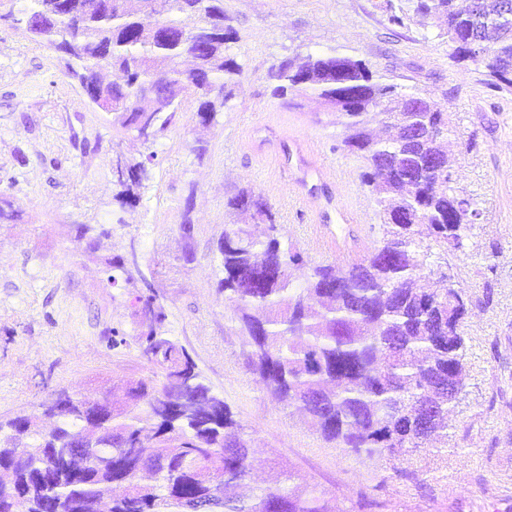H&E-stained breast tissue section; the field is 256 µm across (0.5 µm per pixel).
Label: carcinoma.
Masks as SVG:
<instances>
[{
	"instance_id": "obj_1",
	"label": "carcinoma",
	"mask_w": 512,
	"mask_h": 512,
	"mask_svg": "<svg viewBox=\"0 0 512 512\" xmlns=\"http://www.w3.org/2000/svg\"><path fill=\"white\" fill-rule=\"evenodd\" d=\"M0 0L23 10L32 40L61 54L64 73L93 91V105L112 123L152 143L181 101H197L209 126L224 111L243 72L239 41L224 0ZM388 20L402 26L443 18L441 35L457 62L480 61L491 85L512 89V13L501 0L462 9L457 0H386ZM479 31L485 43H465ZM365 97L350 101L336 86V54L287 57L268 74L277 96L314 94L336 117L342 145L364 161L361 184L375 195L383 222L377 247L339 266L310 264L262 197L241 189L227 201L265 225H224L218 241L219 291L246 338L253 372L293 414L315 420L322 438L356 458L398 459L448 439L445 417L462 389L466 343L462 320L469 296L458 284L438 290L425 281L448 265L480 213L448 210L459 197L443 147L448 113L422 91L375 78L369 65L342 57ZM122 74L105 83L100 72ZM374 114L396 134H373ZM115 200L134 206L149 180L144 161L112 154ZM92 244L110 231L77 225ZM102 264L132 287L147 283L136 255ZM307 268L306 281L293 279ZM143 357L156 368L95 396L57 394L39 413L0 420V512H333L324 494L288 472V484L236 489L262 464L224 397L204 384L190 354L166 329L153 296L132 301ZM43 417L55 428H40Z\"/></svg>"
}]
</instances>
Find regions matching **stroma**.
I'll list each match as a JSON object with an SVG mask.
<instances>
[{
  "mask_svg": "<svg viewBox=\"0 0 512 512\" xmlns=\"http://www.w3.org/2000/svg\"><path fill=\"white\" fill-rule=\"evenodd\" d=\"M224 8L243 67L229 108L204 127L193 118L196 102L185 101L147 145L89 105L56 52L0 23V193L15 213L0 226V418L32 412L61 391L96 393L150 375L133 289L111 281L99 262L134 253L156 270L149 293L164 306L171 336L266 460L257 482L274 481L275 462L316 486L336 512H512V90L491 87L479 63L454 62L438 24H390L384 0H224ZM330 51L427 92L447 112L455 183L480 212L464 250L448 254L452 279L471 300L448 445L406 462L348 457L277 404L249 370L217 288L225 203L239 189L268 202L285 240L309 262L352 261L313 246L317 203L332 200L323 222L340 240L381 222L360 182L363 163L344 149L322 102L271 93L268 73L283 58ZM116 147L150 158L139 204L124 209L114 199ZM343 200L354 222L341 220ZM80 224H106L112 234L92 249L77 238ZM404 468L415 479L402 477Z\"/></svg>",
  "mask_w": 512,
  "mask_h": 512,
  "instance_id": "35a3bbf8",
  "label": "stroma"
}]
</instances>
